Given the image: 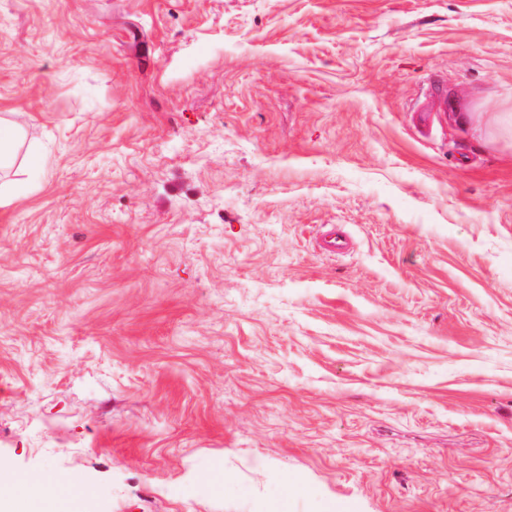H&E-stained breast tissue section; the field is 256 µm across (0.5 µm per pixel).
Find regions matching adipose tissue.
Returning a JSON list of instances; mask_svg holds the SVG:
<instances>
[{"mask_svg":"<svg viewBox=\"0 0 512 512\" xmlns=\"http://www.w3.org/2000/svg\"><path fill=\"white\" fill-rule=\"evenodd\" d=\"M61 480L46 482L17 475L11 466L0 460V501L9 512H78L82 494L69 492L58 499Z\"/></svg>","mask_w":512,"mask_h":512,"instance_id":"obj_1","label":"adipose tissue"}]
</instances>
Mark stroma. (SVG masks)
Returning <instances> with one entry per match:
<instances>
[{"label":"stroma","mask_w":512,"mask_h":512,"mask_svg":"<svg viewBox=\"0 0 512 512\" xmlns=\"http://www.w3.org/2000/svg\"><path fill=\"white\" fill-rule=\"evenodd\" d=\"M511 110L512 0H0V458L84 512H512ZM17 141V130L0 118V170L13 165ZM319 251L327 256H338L349 252L351 241L349 236L336 225L325 230L317 241Z\"/></svg>","instance_id":"1"}]
</instances>
